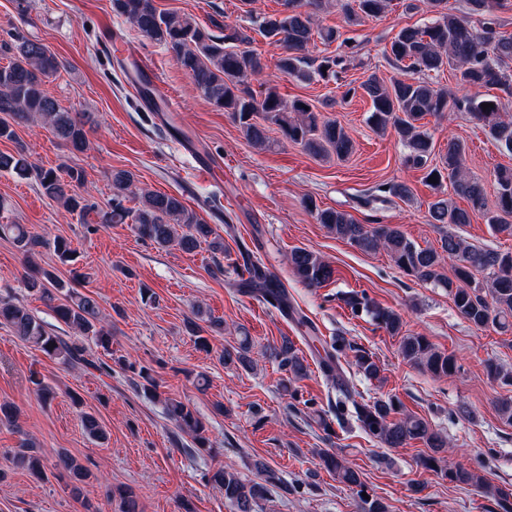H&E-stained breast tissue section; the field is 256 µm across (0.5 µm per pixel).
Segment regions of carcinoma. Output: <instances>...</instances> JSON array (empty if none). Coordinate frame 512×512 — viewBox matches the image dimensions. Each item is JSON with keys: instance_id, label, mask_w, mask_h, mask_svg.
I'll return each mask as SVG.
<instances>
[{"instance_id": "cac0c4a2", "label": "carcinoma", "mask_w": 512, "mask_h": 512, "mask_svg": "<svg viewBox=\"0 0 512 512\" xmlns=\"http://www.w3.org/2000/svg\"><path fill=\"white\" fill-rule=\"evenodd\" d=\"M427 4L434 13L433 19L422 27L401 28L385 50L386 56L415 75L448 67L456 71L458 83L473 94L451 101L447 90L422 78H392L387 83L372 74L357 86L346 84L342 98L348 99L359 92L368 97L374 126L382 131L389 127L394 130L404 148V164L424 170L426 180L435 178L430 187L436 191L443 181H449L454 192L467 200L469 208L462 209L452 199L441 197L430 204L428 222L445 228L439 250L421 247L394 224L371 226L358 223L345 211L320 209L315 205L311 210L317 223L336 237L364 252L382 249L405 275L448 289L458 314L476 328L492 326L505 332L512 328V252L471 245L453 232L471 223L472 215L487 212V195L483 185L469 177L460 141L448 140L440 161L433 162V141L422 120L447 112L451 107L464 110L512 151V121L502 118L500 96L494 94L498 90L512 95V34L501 30V24L493 16L497 0H467L469 14L479 17L477 27L448 12V0H427ZM283 6L278 12L256 18L254 31L284 47L285 54L276 63L281 74L304 82L316 79L327 84L339 80V74L346 69V59L342 55L309 59L315 40L330 45L341 37L338 29L317 24V14L338 8L347 26L355 27L367 18L386 13L389 0H283ZM112 12L162 46L206 101L227 113L251 145L264 147L268 143L265 127L255 121L256 114L262 112L279 127L288 142L315 156L332 152L344 158L352 153V140L344 128L332 119L322 118L307 101L285 99L265 79L259 81L260 90L252 88V80L262 76L267 64L246 28L226 24L215 31L197 22L191 14L159 10L156 0H112ZM0 50L10 56L8 64L0 66V114L5 115L0 120V140H17L16 125L40 122L49 126L70 151H85L87 119L63 108L49 89L50 79L60 67L57 57L42 43L26 38L3 41ZM487 103L491 107L483 108ZM0 171L33 176L42 194L68 211L87 216L96 210L94 203L76 191L85 182L81 169L33 168L21 156L0 153ZM111 179L112 203L102 215L103 223L130 222L140 238L159 248L176 245L186 253H193L205 243L213 254L215 273L224 272L220 262V255L224 254L223 238L179 197L139 187L133 173L127 170L112 172ZM495 180V206L499 215L491 217L489 224L495 233L512 236V168L499 167ZM377 191L376 200L387 196L402 199L411 193L404 183L381 184ZM127 198L134 200L136 207H126ZM0 236L11 239L28 260L40 249L51 247L61 263L75 261L76 250L62 236L50 241L32 233L24 224H0ZM288 262L293 275L308 287L320 288L332 279L331 265L306 248L291 250ZM449 269L453 272L451 278L447 275ZM245 271L248 278L243 286L255 290L285 313L291 309L286 289L263 265L249 261ZM26 288L39 294L56 320L71 329L72 335L59 336L48 331L26 305L10 296H0V325L64 365L93 368L112 375V366L94 359L79 340L81 336L89 337L96 347L112 354V327L104 322L97 299L69 286L44 268L30 269ZM341 301L352 314H364L390 335L401 337L400 354L411 366L438 378L460 370L456 356L436 349L427 337L402 334L401 315L381 306L365 292H346ZM195 315L196 319L189 321L190 329L197 347L206 351L209 341L198 324L204 320V313L199 309ZM294 321L306 334L305 341L320 342L323 349V355L319 356L320 369L336 390L342 392L344 399L339 401V406H344L346 399L351 401L356 421L369 436L387 448H400L412 440L423 442L429 453L419 458L421 467L451 483L476 486L495 500L500 512H512V489L495 486L478 471L455 462L448 454L447 438L425 419L401 412L402 403L397 397L372 402L352 398L341 361L349 359L366 378L379 379L382 367L372 354L342 335L321 340L303 315L295 316ZM262 355L275 360L287 375L285 391L289 398L313 409L314 402L303 399L295 387L305 376L307 366L294 342L285 337L281 343L265 347ZM224 362L253 368L256 359L251 337L242 336L236 346L224 350ZM115 363L123 370L137 373L140 378L137 387L143 393L155 399L159 397L150 369L138 368L123 356L116 358ZM163 405L167 418L192 437L195 448L210 450L206 425L190 403L166 398ZM82 423L91 437L107 439L106 430L93 414L83 413ZM13 463L36 477L45 474L42 455L32 447L17 452ZM56 465L68 472L72 492L79 494L80 484L89 478V471L67 456L59 457ZM319 466L355 492L361 512H389L380 498L372 494L367 499L362 496L368 491L362 472L344 456L324 450L319 454ZM255 468L260 472L259 482L246 480L227 467L206 473L205 479L224 494V501L235 512H255L268 486L281 483L278 474L268 466L257 464ZM106 496L119 501L120 512H140L138 497L129 487H110Z\"/></svg>"}]
</instances>
